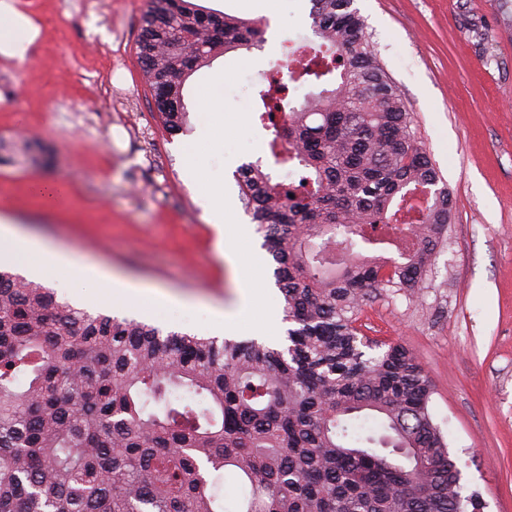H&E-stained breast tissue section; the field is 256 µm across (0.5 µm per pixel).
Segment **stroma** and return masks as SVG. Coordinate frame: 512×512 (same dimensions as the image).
Instances as JSON below:
<instances>
[{"label": "stroma", "mask_w": 512, "mask_h": 512, "mask_svg": "<svg viewBox=\"0 0 512 512\" xmlns=\"http://www.w3.org/2000/svg\"><path fill=\"white\" fill-rule=\"evenodd\" d=\"M151 0H104L61 29L57 0H38L39 54L11 100L0 98V225L50 242L131 280L160 287L166 307L128 303L118 318L212 335L211 310L232 305L257 261L275 312L261 340L283 344L289 327L263 235L239 204L238 166L273 165L253 124L260 71L283 60L294 29L312 30L311 0H193L203 9L259 21L263 40L219 55L184 88L188 112L200 91L224 85L206 120L170 134L158 123L136 55ZM385 71L398 86L416 141L452 198L451 221L419 301L367 293L357 325L378 343L408 348L429 376L432 418L462 470L464 493L484 512H512V0H354ZM122 42L137 102L60 112L58 100L90 95L99 52ZM224 141V192L242 228L238 266L219 259L216 233L182 162L201 124ZM37 181L67 189L63 205L36 197Z\"/></svg>", "instance_id": "obj_1"}]
</instances>
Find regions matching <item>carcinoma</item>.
I'll list each match as a JSON object with an SVG mask.
<instances>
[{
	"label": "carcinoma",
	"instance_id": "cac0c4a2",
	"mask_svg": "<svg viewBox=\"0 0 512 512\" xmlns=\"http://www.w3.org/2000/svg\"><path fill=\"white\" fill-rule=\"evenodd\" d=\"M311 2L320 46L288 52L304 65L267 80L254 115L290 177L259 161L239 172L287 346L92 314L0 270V512H224L207 475L227 467L238 512H481L417 357L373 353L355 326L367 291L423 287L450 192L353 0ZM262 35L255 20L154 0L136 47L165 131H188L193 72Z\"/></svg>",
	"mask_w": 512,
	"mask_h": 512
}]
</instances>
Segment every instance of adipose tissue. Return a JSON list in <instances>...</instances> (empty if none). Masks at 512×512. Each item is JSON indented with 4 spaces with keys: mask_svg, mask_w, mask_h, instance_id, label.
<instances>
[{
    "mask_svg": "<svg viewBox=\"0 0 512 512\" xmlns=\"http://www.w3.org/2000/svg\"><path fill=\"white\" fill-rule=\"evenodd\" d=\"M40 34L30 19L18 12L10 0H0V54L8 57H22L27 46ZM220 143L210 129H202L196 141L184 149V162L196 175L198 186L213 218L217 235V250L232 254L238 228L232 222V209L224 197L221 183L207 176L206 160L210 152L218 150ZM11 259L26 272L36 273L45 278H55L63 271L80 270L94 280L100 290L98 300L105 305L124 302L131 294H138L157 304L167 300L165 293L153 287L124 279L111 268L84 259L75 258L67 251L54 247L48 242H33L25 237L0 228V260Z\"/></svg>",
    "mask_w": 512,
    "mask_h": 512,
    "instance_id": "1",
    "label": "adipose tissue"
}]
</instances>
